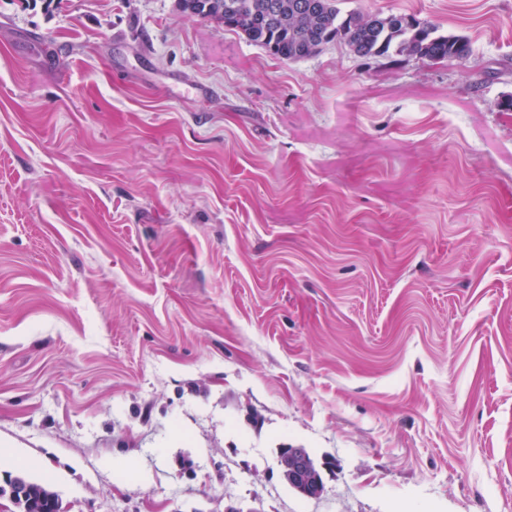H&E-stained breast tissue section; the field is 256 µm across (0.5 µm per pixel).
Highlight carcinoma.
I'll use <instances>...</instances> for the list:
<instances>
[{"mask_svg":"<svg viewBox=\"0 0 512 512\" xmlns=\"http://www.w3.org/2000/svg\"><path fill=\"white\" fill-rule=\"evenodd\" d=\"M301 0H177L184 17L215 20L241 32L249 41L281 60L294 61L320 52L333 41L345 44L362 57L413 56L430 62L465 61L469 41L460 35L437 33L428 24L410 25L405 16L391 14L381 28L370 31L356 22L363 12H342L340 0H318L320 10L307 14L297 9ZM56 494L32 482L21 512H58Z\"/></svg>","mask_w":512,"mask_h":512,"instance_id":"cac0c4a2","label":"carcinoma"}]
</instances>
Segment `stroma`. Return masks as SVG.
I'll list each match as a JSON object with an SVG mask.
<instances>
[{
    "instance_id": "stroma-1",
    "label": "stroma",
    "mask_w": 512,
    "mask_h": 512,
    "mask_svg": "<svg viewBox=\"0 0 512 512\" xmlns=\"http://www.w3.org/2000/svg\"><path fill=\"white\" fill-rule=\"evenodd\" d=\"M341 8L471 55L285 61L176 0H0V484L512 512V0ZM279 469L288 471L291 480L289 487L303 496L316 498L322 492V486L312 470V459L304 448L287 447L278 457Z\"/></svg>"
}]
</instances>
